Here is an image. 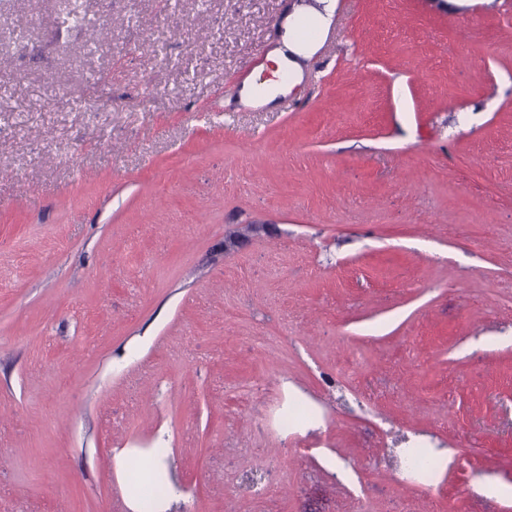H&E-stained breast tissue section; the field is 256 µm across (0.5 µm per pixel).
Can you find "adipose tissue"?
<instances>
[{
  "label": "adipose tissue",
  "instance_id": "adipose-tissue-1",
  "mask_svg": "<svg viewBox=\"0 0 512 512\" xmlns=\"http://www.w3.org/2000/svg\"><path fill=\"white\" fill-rule=\"evenodd\" d=\"M335 0H292L283 16V33L267 59L277 70L301 80L334 17Z\"/></svg>",
  "mask_w": 512,
  "mask_h": 512
}]
</instances>
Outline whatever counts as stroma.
I'll use <instances>...</instances> for the list:
<instances>
[{"label":"stroma","instance_id":"1","mask_svg":"<svg viewBox=\"0 0 512 512\" xmlns=\"http://www.w3.org/2000/svg\"><path fill=\"white\" fill-rule=\"evenodd\" d=\"M286 2L0 0V512H512V0ZM335 0H313L311 3L293 2L287 7L281 27L283 33L277 46L269 51L267 60L276 65V71L288 72V77L302 79L309 61L319 50L331 27ZM303 28L315 32L313 38L301 36ZM256 88V80H252L249 83L244 82L240 91L242 98L260 102L261 105H270L276 100L277 96L287 91V88L284 87L283 84L278 83L266 85L262 93L257 92Z\"/></svg>","mask_w":512,"mask_h":512}]
</instances>
